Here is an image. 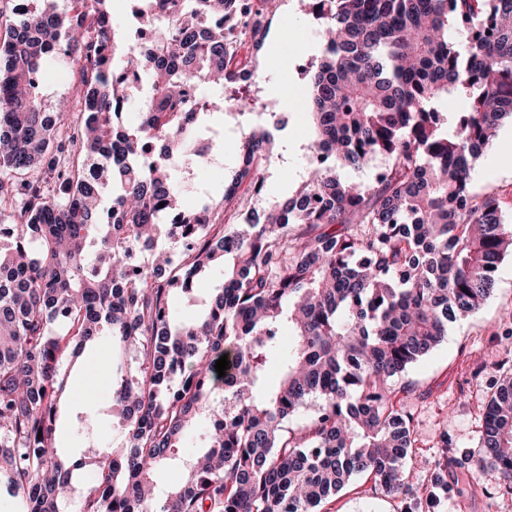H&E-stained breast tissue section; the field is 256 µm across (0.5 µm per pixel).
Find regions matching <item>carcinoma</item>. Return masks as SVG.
Segmentation results:
<instances>
[{
	"label": "carcinoma",
	"mask_w": 512,
	"mask_h": 512,
	"mask_svg": "<svg viewBox=\"0 0 512 512\" xmlns=\"http://www.w3.org/2000/svg\"><path fill=\"white\" fill-rule=\"evenodd\" d=\"M109 2L40 0L0 35V214L17 218L0 224V495L21 512H323L361 476L409 492L415 438L391 383L480 310L512 254L496 200L469 191L512 121V0H314L308 150L322 163L237 222L243 177L261 187L263 167L284 161L277 114L257 123V101L240 99L245 168L220 203H203L209 224L185 209L177 166L197 161L188 136L224 117V94L195 112L183 93L238 77L224 29L196 25L237 0H139L135 18L154 26L145 47L138 28L117 45ZM50 47L85 86L76 116L39 91ZM456 98L467 111L449 119ZM132 104L137 122L117 124ZM376 156L373 180L341 177ZM164 240L179 253L130 270L131 252L153 256ZM219 260L204 313L174 323V298ZM97 340L135 352L112 382L127 441L67 465L56 447L67 361ZM498 367L465 457L512 492V358ZM100 419L77 416L86 442ZM198 426L202 447L178 455ZM168 462L180 463L173 489L154 479ZM86 466L99 481L77 494L72 474Z\"/></svg>",
	"instance_id": "obj_1"
}]
</instances>
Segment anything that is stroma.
Wrapping results in <instances>:
<instances>
[{
	"mask_svg": "<svg viewBox=\"0 0 512 512\" xmlns=\"http://www.w3.org/2000/svg\"><path fill=\"white\" fill-rule=\"evenodd\" d=\"M317 27V20L302 11L299 0H279L277 11L268 18L258 95L272 101L276 112L288 118L287 127L279 134L288 160L269 168L262 196L246 195L248 208L263 210L268 201L287 198L300 183L297 171L305 165L309 119L302 106L307 80L299 76L298 66L311 60L320 48L310 36ZM41 82V93L48 101L63 97L73 105L83 93L78 76L60 62L45 68ZM508 144L512 145L511 122L501 125L496 146L477 162L470 189L479 195H493L504 218L512 223V165L503 161ZM238 161L237 140L225 137L223 158L201 175L212 201H220ZM223 280L224 264L219 261L202 274L194 296L176 299L174 317L184 321L205 308L210 288ZM508 354H512L511 256L503 261L493 294L482 310L453 325L441 345L392 383L397 400L412 415L416 442L407 460L411 493L390 495L358 478L329 503L330 512H512V494L499 492L501 478L496 469L476 472L465 462L443 477L436 467L442 441L460 449L477 448L485 392L498 376L494 363ZM110 358L108 346L92 343L69 368L57 421V442L65 452L81 445L71 422L83 409L78 395L85 386L95 387L100 407L111 403V381L106 373Z\"/></svg>",
	"mask_w": 512,
	"mask_h": 512,
	"instance_id": "obj_1",
	"label": "stroma"
}]
</instances>
